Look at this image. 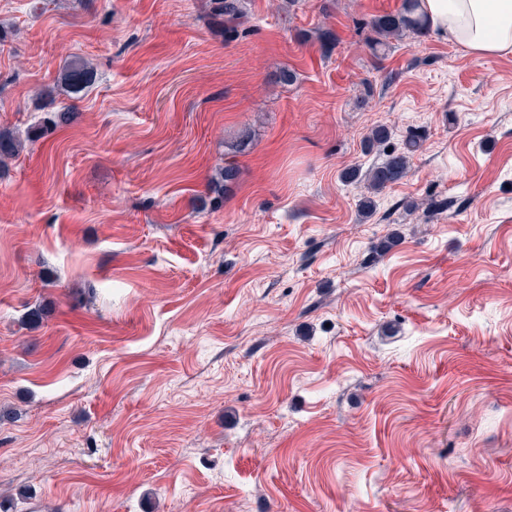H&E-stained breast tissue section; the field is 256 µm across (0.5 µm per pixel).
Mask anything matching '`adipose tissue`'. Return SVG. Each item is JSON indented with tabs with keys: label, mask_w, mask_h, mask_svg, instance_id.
<instances>
[{
	"label": "adipose tissue",
	"mask_w": 512,
	"mask_h": 512,
	"mask_svg": "<svg viewBox=\"0 0 512 512\" xmlns=\"http://www.w3.org/2000/svg\"><path fill=\"white\" fill-rule=\"evenodd\" d=\"M429 27L466 54H512V0H419Z\"/></svg>",
	"instance_id": "adipose-tissue-1"
}]
</instances>
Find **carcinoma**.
<instances>
[{
  "label": "carcinoma",
  "mask_w": 512,
  "mask_h": 512,
  "mask_svg": "<svg viewBox=\"0 0 512 512\" xmlns=\"http://www.w3.org/2000/svg\"><path fill=\"white\" fill-rule=\"evenodd\" d=\"M418 2L419 0H403L398 12L378 15L364 23L363 27L369 31L365 37L366 46L376 54L389 48L393 40H399L407 34L423 33L428 25L426 17L418 12ZM211 14L231 23V27L228 28L230 34L237 32L233 24L246 16L243 0H211ZM93 76V69L90 65L81 61H72L63 67L59 85L47 89V93L51 96L54 92L61 90L77 94L92 83ZM73 116L74 111L71 108L66 106L60 109L46 120L45 125L38 127L32 138H40L49 129L70 123ZM389 140L388 132L383 129L372 131L367 138L368 148H375L382 154L381 162L365 174L369 194L360 201V212L367 217L373 214L376 207L373 195L406 175L410 156L420 147V138L417 135L407 137L399 146L390 144ZM22 149V143L12 133L0 130V161L18 156ZM238 173L237 166L224 165V168L211 182L212 192L218 193L234 183ZM445 207V202L431 200L429 202H413L408 206V211L415 213L420 210L423 212V217L429 220Z\"/></svg>",
  "instance_id": "obj_1"
}]
</instances>
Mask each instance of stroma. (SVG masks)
<instances>
[{
  "mask_svg": "<svg viewBox=\"0 0 512 512\" xmlns=\"http://www.w3.org/2000/svg\"><path fill=\"white\" fill-rule=\"evenodd\" d=\"M244 3L231 36L209 0H0V499L512 512V54H372L402 0ZM378 126L421 146L365 219ZM93 76V69L90 65L81 61H71L63 67L58 80L60 85L48 88L46 91L49 96H52L57 90L77 94L92 83Z\"/></svg>",
  "mask_w": 512,
  "mask_h": 512,
  "instance_id": "1",
  "label": "stroma"
}]
</instances>
